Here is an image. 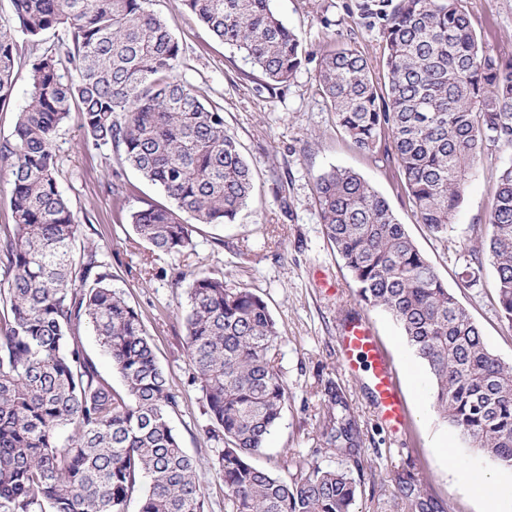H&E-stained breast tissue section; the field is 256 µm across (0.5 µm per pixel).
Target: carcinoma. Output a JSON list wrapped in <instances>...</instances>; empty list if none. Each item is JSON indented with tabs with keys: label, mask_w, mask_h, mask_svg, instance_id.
I'll return each instance as SVG.
<instances>
[{
	"label": "carcinoma",
	"mask_w": 512,
	"mask_h": 512,
	"mask_svg": "<svg viewBox=\"0 0 512 512\" xmlns=\"http://www.w3.org/2000/svg\"><path fill=\"white\" fill-rule=\"evenodd\" d=\"M372 0L384 41L383 82L355 48L321 57L319 85L336 123L361 152L385 145L418 223L439 239L484 147L512 146V56L479 44L462 0ZM0 25V105L15 86L18 38L59 27L67 43L31 64L26 106L0 145L14 224L0 236V512H204L194 460L171 419L181 396L157 361L142 315L112 286L98 247H75L83 225L59 189L56 139L71 104L84 143L106 146L172 206L129 214L155 256L196 248L198 224H234L253 195L252 170L224 112L179 77L183 48L147 0H11ZM224 44L274 83L306 59L270 0H182ZM72 69L77 80L64 79ZM319 217L359 301L388 312L428 372L429 400L464 443L512 468V363L483 339L389 204L356 172L315 179ZM485 255L463 250L476 277L488 259L501 318L512 327V163L498 176ZM189 280L183 315L192 383L202 392L215 467L232 512H354L363 439L344 390H322L318 441L349 465L300 460L285 479L256 464L283 417L288 385L281 336L264 299L224 274ZM92 326L121 381L100 375L76 331ZM410 512H434L411 480Z\"/></svg>",
	"instance_id": "obj_1"
}]
</instances>
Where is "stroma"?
Here are the masks:
<instances>
[{
    "label": "stroma",
    "mask_w": 512,
    "mask_h": 512,
    "mask_svg": "<svg viewBox=\"0 0 512 512\" xmlns=\"http://www.w3.org/2000/svg\"><path fill=\"white\" fill-rule=\"evenodd\" d=\"M362 0H272L283 23L303 40L308 57L286 83L276 84L245 61L236 49L215 39L180 0H149L184 48L181 77L221 107L224 126L242 146L255 179L252 201L236 223L202 224L194 254L156 260L149 280L130 274L141 268L145 245L136 244L130 210L152 202L167 204L156 186L129 167L118 166L109 148L85 146L79 112H71L57 139L58 183L87 241L98 246L114 287L141 313L159 363L182 394L173 426L197 465L205 492V512H230L224 483L213 465L215 444L205 430L206 405L192 385L183 313L186 286L171 284L172 268H210L231 283L249 288L267 303L281 332L278 358L288 383L283 418L270 435L257 464L288 476L303 458L336 468L342 459L318 444L320 395L327 382L347 391L364 435L356 512H408L397 493V478L421 482L439 512H482V502L456 477L459 470L496 473L512 485V469L496 465L465 447L457 433L417 395L428 375L406 344L398 324L384 310L361 304L351 276L336 255L320 222L315 179L334 167L360 174L391 210L449 290L468 310L487 344L512 362V328L500 318L495 271L484 265L477 282L462 278L458 248L484 251L499 170L512 163V147L485 149L471 171L447 240L418 224L397 170L358 151L337 125L318 79L319 60L348 44L360 51L374 73H381L384 44L378 28L361 14ZM483 46L512 55V0H462ZM23 44L9 102L0 106V143L10 139L17 114L28 100V74L39 54ZM128 199L117 206L116 191ZM363 318L396 366L398 388L409 417L395 429L378 415L365 370L348 372L337 338L345 322Z\"/></svg>",
    "instance_id": "obj_1"
}]
</instances>
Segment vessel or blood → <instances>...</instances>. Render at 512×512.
I'll return each mask as SVG.
<instances>
[{
  "instance_id": "vessel-or-blood-1",
  "label": "vessel or blood",
  "mask_w": 512,
  "mask_h": 512,
  "mask_svg": "<svg viewBox=\"0 0 512 512\" xmlns=\"http://www.w3.org/2000/svg\"><path fill=\"white\" fill-rule=\"evenodd\" d=\"M344 365L352 371L366 368L378 412L392 427L406 421L404 402L396 382V370L382 352L370 327L361 320L347 323L338 338Z\"/></svg>"
}]
</instances>
